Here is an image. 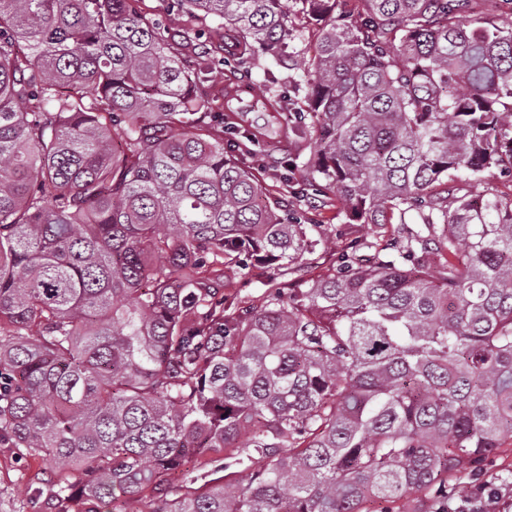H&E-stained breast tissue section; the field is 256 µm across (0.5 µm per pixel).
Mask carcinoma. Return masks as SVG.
<instances>
[{"label": "carcinoma", "instance_id": "cac0c4a2", "mask_svg": "<svg viewBox=\"0 0 512 512\" xmlns=\"http://www.w3.org/2000/svg\"><path fill=\"white\" fill-rule=\"evenodd\" d=\"M0 0V438L99 505L153 512H448L449 480L512 446V198L440 191L512 170V26L475 0ZM321 25L307 67L317 132L303 191L355 224L336 250L280 215L240 144L208 120L200 74L284 53L295 5ZM195 117L193 132L182 127ZM271 270L262 303L225 273ZM247 482L161 492L185 458L227 451ZM169 0H142L140 6L147 13L160 18L171 33L182 32L190 24L186 16H177L169 11ZM155 494L145 491L139 495L124 496L119 500L101 505L103 512H151L154 507Z\"/></svg>", "mask_w": 512, "mask_h": 512}]
</instances>
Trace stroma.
Returning a JSON list of instances; mask_svg holds the SVG:
<instances>
[{"instance_id": "35a3bbf8", "label": "stroma", "mask_w": 512, "mask_h": 512, "mask_svg": "<svg viewBox=\"0 0 512 512\" xmlns=\"http://www.w3.org/2000/svg\"><path fill=\"white\" fill-rule=\"evenodd\" d=\"M289 24L293 38L288 48L289 60L262 58L243 73L233 65L213 69L203 77L204 93L217 94L226 87L238 85L250 92L276 100L277 116L264 109L247 112H218L216 123L222 124L227 136L245 142L251 150L245 164H252L254 155H266L268 165L260 174L267 200L276 205L279 213L291 209L309 211L321 225L325 235L344 248L357 237H392L393 225L350 223L342 202L311 201L308 196L290 194L286 174L301 177L304 164L310 157L315 141L311 127L295 125L294 114L304 106L302 97L296 96V86L305 82L306 67L315 55L320 33L319 24L301 12H292ZM213 454L207 453L189 460L165 484L171 495H179L201 486L203 481L222 483L223 471L214 467ZM78 472L65 474L49 468L39 456L26 448L0 441V512H85V504L60 499L58 492L64 482L76 481Z\"/></svg>"}]
</instances>
